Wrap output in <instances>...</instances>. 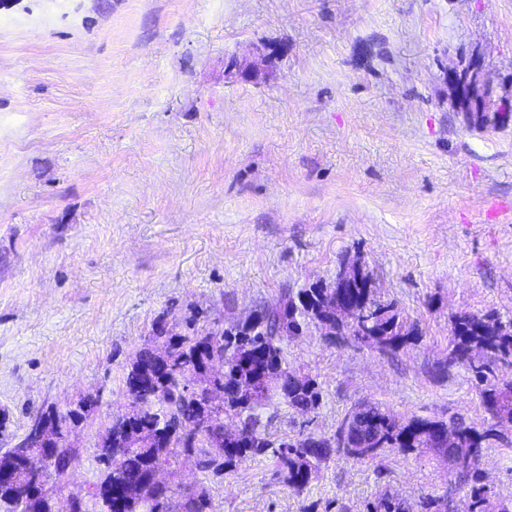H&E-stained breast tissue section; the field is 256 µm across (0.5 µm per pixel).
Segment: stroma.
<instances>
[{
    "label": "stroma",
    "instance_id": "stroma-1",
    "mask_svg": "<svg viewBox=\"0 0 512 512\" xmlns=\"http://www.w3.org/2000/svg\"><path fill=\"white\" fill-rule=\"evenodd\" d=\"M256 48L264 79H226ZM475 62L512 102V0H0V448L97 396L48 482L86 495L156 322L230 329L346 258L413 334L382 352L309 322L283 348L320 404L263 407L271 439L333 435L361 401L459 417L493 428L477 483L512 496V426L447 364L456 314L512 318V112L470 118L446 78ZM162 479L206 487L211 512H367L385 492L471 508L430 452L339 454L300 491L269 455L217 481L181 453Z\"/></svg>",
    "mask_w": 512,
    "mask_h": 512
}]
</instances>
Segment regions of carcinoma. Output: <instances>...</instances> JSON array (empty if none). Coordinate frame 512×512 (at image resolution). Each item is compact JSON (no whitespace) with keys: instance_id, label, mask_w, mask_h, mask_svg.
Returning <instances> with one entry per match:
<instances>
[{"instance_id":"cac0c4a2","label":"carcinoma","mask_w":512,"mask_h":512,"mask_svg":"<svg viewBox=\"0 0 512 512\" xmlns=\"http://www.w3.org/2000/svg\"><path fill=\"white\" fill-rule=\"evenodd\" d=\"M507 106L503 100L494 99L484 85L464 103L465 111L476 115L500 112ZM346 293L359 313L338 326L339 331L380 351L397 350L410 340L412 332L405 328L394 303L381 300L371 288H348ZM335 296L330 286L316 283L294 296L286 295L278 309L258 321L250 319L230 331L199 330L191 319L187 322L189 333L167 332L156 322L152 343H167L173 348L170 364L145 379L142 369L155 362L153 347H145L130 362L125 380L131 404L140 405L131 427L140 429L151 442L132 448L126 444L125 426H112V450L120 453V466L112 469L104 449L96 450L100 479L79 512H209L210 496L206 493L185 502L171 495L158 499L145 488L154 465L170 466L181 449L197 453L200 469L213 476L269 452L277 458L285 480L297 490L305 488L312 475L337 452L356 459H375L387 448L442 453L459 480L466 483L473 479L488 433L465 425L459 418L448 422L413 418L402 423L381 406L361 402L345 414L331 437L310 433L294 444L277 447L266 437L260 409L269 401L279 400L298 411H312L320 404L317 384L290 372L282 341L301 335L309 319L336 320ZM200 350L219 373L221 365L232 364L231 372L224 376V401L205 411L183 388L192 380ZM447 363L470 370L492 418L500 423L512 419V319L504 322L495 311L455 316ZM253 377V392L240 395L241 385ZM203 412L209 419L208 429L193 434L194 444L182 442L180 430L194 429ZM227 414L239 419L238 427L247 435H225ZM7 465L17 479H22L23 462L14 448H0V470ZM472 498L471 512H512V497L492 502L485 491L474 488ZM0 504L6 512H50L53 508L48 498H26L24 490L12 481L0 482ZM369 507L374 512H410V507L387 493Z\"/></svg>"}]
</instances>
